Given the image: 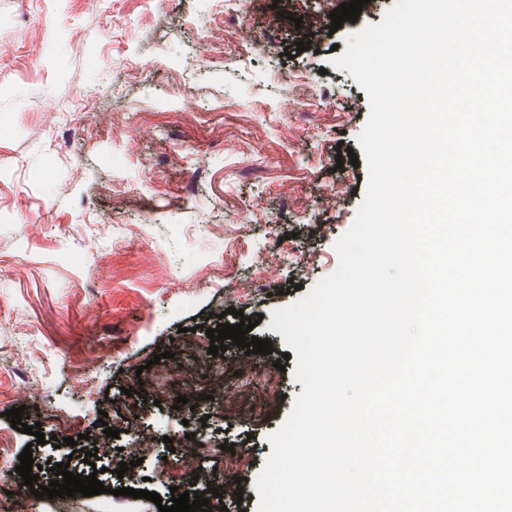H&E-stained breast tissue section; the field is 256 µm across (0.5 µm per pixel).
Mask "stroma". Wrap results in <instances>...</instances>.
Segmentation results:
<instances>
[{"mask_svg":"<svg viewBox=\"0 0 512 512\" xmlns=\"http://www.w3.org/2000/svg\"><path fill=\"white\" fill-rule=\"evenodd\" d=\"M341 2L284 0L277 12L273 0H242L245 34L225 44L211 38L224 24L214 0H0V484L16 485L28 447L73 472L99 467L116 492L63 512H159L118 490L170 499L201 462L167 443L191 434L233 445L215 459L243 480L229 512H258L269 437L303 391L272 314L336 271L335 245L367 187L366 166L336 162L338 147L361 153L368 114L348 110L364 91L332 66L331 47L395 0H370L333 32ZM298 17L317 31L302 53ZM300 80L298 111L281 112ZM215 223L249 231L231 248L209 235ZM237 309L260 317L252 334L273 352L244 362L228 345L230 371L198 379L221 388L222 417L173 409L171 393L148 388L160 350L206 370L207 329L234 323ZM84 376L92 388H77ZM33 402L48 437L58 416L73 437L103 411L126 420L112 445L148 441L142 465L120 478L117 456L86 464L32 443L5 412Z\"/></svg>","mask_w":512,"mask_h":512,"instance_id":"35a3bbf8","label":"stroma"}]
</instances>
